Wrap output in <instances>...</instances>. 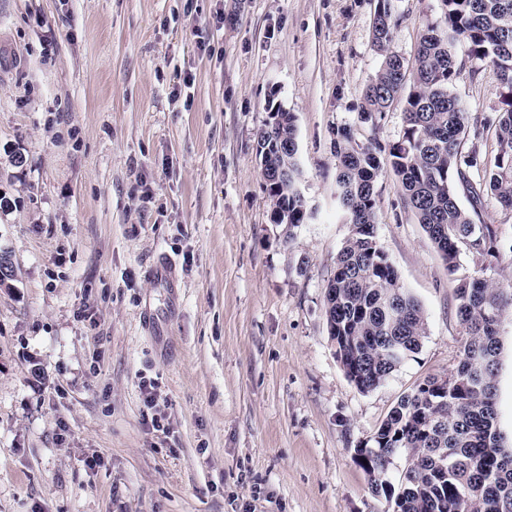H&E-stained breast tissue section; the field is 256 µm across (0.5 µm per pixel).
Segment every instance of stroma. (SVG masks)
<instances>
[{
  "label": "stroma",
  "instance_id": "1",
  "mask_svg": "<svg viewBox=\"0 0 512 512\" xmlns=\"http://www.w3.org/2000/svg\"><path fill=\"white\" fill-rule=\"evenodd\" d=\"M377 0H0V512H392L355 464L398 400L452 373L467 339L456 282L390 166L376 240L427 334L378 388L336 360L325 287L351 226L338 129L389 147L400 108L361 122L381 66ZM439 0H398L413 59ZM468 140L496 153L500 88L459 42ZM295 116L308 218L285 239L256 135ZM502 255L460 270L512 285ZM497 426L512 446V317ZM165 428L153 430L144 400Z\"/></svg>",
  "mask_w": 512,
  "mask_h": 512
}]
</instances>
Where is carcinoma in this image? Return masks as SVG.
I'll use <instances>...</instances> for the list:
<instances>
[{"mask_svg": "<svg viewBox=\"0 0 512 512\" xmlns=\"http://www.w3.org/2000/svg\"><path fill=\"white\" fill-rule=\"evenodd\" d=\"M442 17L421 35L409 62L392 46L396 24L393 0H377L373 43L383 60L366 85L361 122L377 127L385 113L401 107L405 128L388 149L405 203L416 213L448 267L460 269L459 245L481 258H499L497 231L477 224L484 198L491 195L512 210V0H440ZM459 40L470 56L487 60L502 89L503 111L496 122L493 167L473 145L464 148L468 113L451 91L461 66L453 51ZM412 81H407L408 69ZM266 111L278 120L264 123L256 141L271 220L288 223L285 238L307 219L298 189L294 115L269 98ZM334 149L337 199L351 233L340 250L332 292L325 294V316L336 358L346 377L363 392L384 384L426 336L419 302L400 282L376 242L375 182L381 171L376 142L361 144L351 129L337 131ZM463 187L470 208L462 207ZM456 312L468 339L448 390L429 378L405 394L371 439L361 468L373 493L399 512H512V449L497 428L499 327L512 314V291L492 279L456 278ZM403 455L400 484L387 477L391 459Z\"/></svg>", "mask_w": 512, "mask_h": 512, "instance_id": "carcinoma-1", "label": "carcinoma"}]
</instances>
